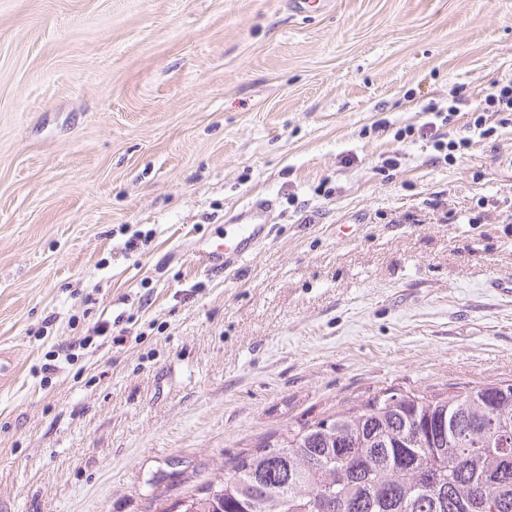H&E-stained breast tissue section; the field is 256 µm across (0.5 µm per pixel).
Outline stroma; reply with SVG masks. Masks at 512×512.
Returning <instances> with one entry per match:
<instances>
[{"label": "stroma", "mask_w": 512, "mask_h": 512, "mask_svg": "<svg viewBox=\"0 0 512 512\" xmlns=\"http://www.w3.org/2000/svg\"><path fill=\"white\" fill-rule=\"evenodd\" d=\"M508 83L512 0H0V512H155L284 425L512 381ZM481 112H499L511 116L512 113V83L500 87L487 94ZM273 201L255 202L243 207L231 221L224 233V244L202 250L203 260L208 263L221 262L230 268L251 256L267 239Z\"/></svg>", "instance_id": "35a3bbf8"}]
</instances>
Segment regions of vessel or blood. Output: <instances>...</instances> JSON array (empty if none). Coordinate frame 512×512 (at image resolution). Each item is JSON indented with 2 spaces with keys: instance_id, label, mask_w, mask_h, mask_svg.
Segmentation results:
<instances>
[{
  "instance_id": "vessel-or-blood-1",
  "label": "vessel or blood",
  "mask_w": 512,
  "mask_h": 512,
  "mask_svg": "<svg viewBox=\"0 0 512 512\" xmlns=\"http://www.w3.org/2000/svg\"><path fill=\"white\" fill-rule=\"evenodd\" d=\"M272 201L255 202L243 207L224 234V242L205 250L206 262L223 263L230 267L251 256L267 239L271 226Z\"/></svg>"
}]
</instances>
